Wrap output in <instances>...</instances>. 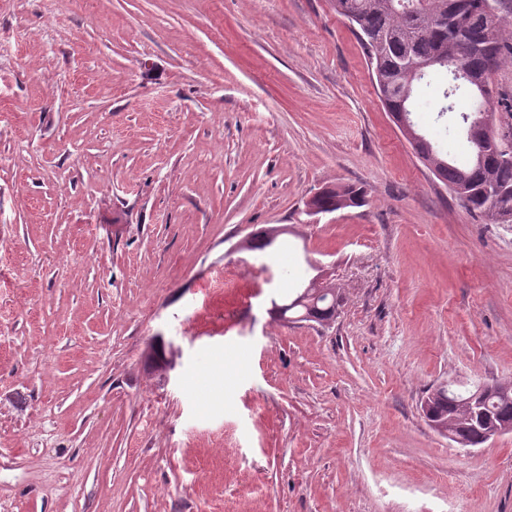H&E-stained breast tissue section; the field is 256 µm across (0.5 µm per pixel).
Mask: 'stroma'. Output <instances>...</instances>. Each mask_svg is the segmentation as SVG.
Wrapping results in <instances>:
<instances>
[{
	"label": "stroma",
	"mask_w": 512,
	"mask_h": 512,
	"mask_svg": "<svg viewBox=\"0 0 512 512\" xmlns=\"http://www.w3.org/2000/svg\"><path fill=\"white\" fill-rule=\"evenodd\" d=\"M446 79L410 119L463 161ZM338 184L365 205L312 222ZM1 247L0 512H512V435L421 411L512 380V224L423 165L332 0H0ZM312 260L339 315L280 320ZM269 229L264 230L260 234L256 235V237L252 238L253 234L250 233L244 238H242L237 244V250L246 251V246L248 245L249 239L251 251H265L267 249H272L278 245V238L282 235L279 233L288 232L292 233V227H288V225H283L277 227L279 233H275V227H268Z\"/></svg>",
	"instance_id": "stroma-1"
}]
</instances>
